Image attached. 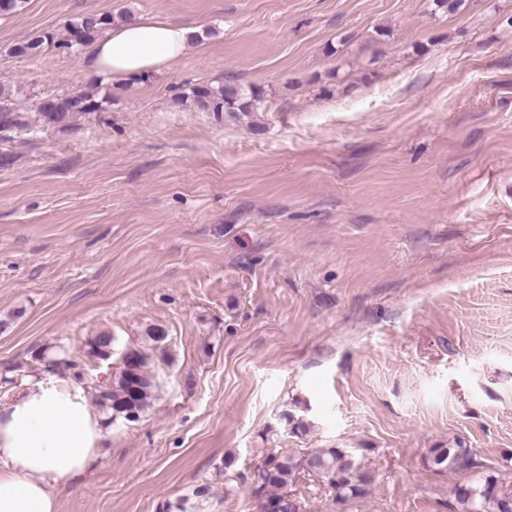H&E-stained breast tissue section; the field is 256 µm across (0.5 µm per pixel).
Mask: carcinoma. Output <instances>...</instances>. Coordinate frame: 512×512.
<instances>
[{"instance_id": "carcinoma-1", "label": "carcinoma", "mask_w": 512, "mask_h": 512, "mask_svg": "<svg viewBox=\"0 0 512 512\" xmlns=\"http://www.w3.org/2000/svg\"><path fill=\"white\" fill-rule=\"evenodd\" d=\"M134 12L127 9L114 15L85 14L59 30L42 32L19 41L9 48V53L20 58L39 56L45 48L53 46L68 52H78L97 40L116 21H130ZM16 91L0 85V139L15 138L34 133L32 125L15 108ZM47 97L39 99L38 124L43 127L63 128L79 115L103 110L106 99L91 92L78 94L75 103L58 106L46 104ZM181 104H190L202 112L217 116L235 117L256 112L262 101V89L241 87L226 80L221 84H196L189 93L178 98ZM149 344L129 347L131 357L122 360L119 375L96 386V404L107 415L106 422L117 419L135 422L152 407L157 399V355H166L167 330L154 325L146 330ZM115 338L109 332H100L87 341L88 354L98 359L107 358L104 347H113ZM62 366L82 377L80 365L61 352L47 359L46 367ZM432 465L440 470L470 466L467 452L462 448H433L430 450ZM307 473L317 477L340 501L362 498L371 493L373 478L364 471L352 448H311L305 452L281 450L268 454L252 476L254 494L260 500V512H303L301 502L292 495L291 486L298 475ZM212 497L210 486L194 488L191 494L176 502H166L160 512H204L203 507ZM459 512H512V491L503 488L492 476H486L471 485L455 490Z\"/></svg>"}]
</instances>
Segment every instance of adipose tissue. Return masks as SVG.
Returning <instances> with one entry per match:
<instances>
[{
	"instance_id": "adipose-tissue-1",
	"label": "adipose tissue",
	"mask_w": 512,
	"mask_h": 512,
	"mask_svg": "<svg viewBox=\"0 0 512 512\" xmlns=\"http://www.w3.org/2000/svg\"><path fill=\"white\" fill-rule=\"evenodd\" d=\"M193 29L135 18L88 48L87 69L133 82L185 55ZM106 439L86 390L67 372L29 381L0 409V512H58V492L100 457Z\"/></svg>"
}]
</instances>
